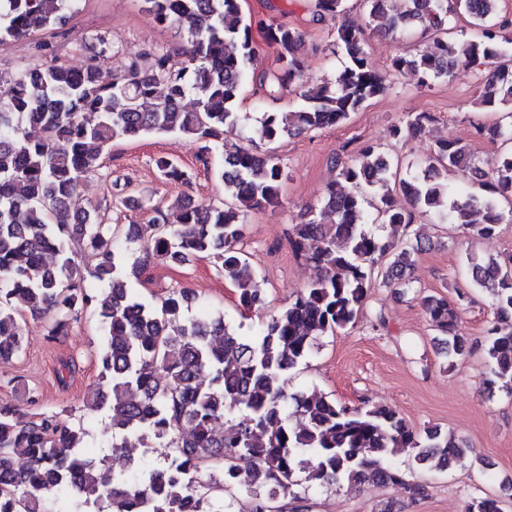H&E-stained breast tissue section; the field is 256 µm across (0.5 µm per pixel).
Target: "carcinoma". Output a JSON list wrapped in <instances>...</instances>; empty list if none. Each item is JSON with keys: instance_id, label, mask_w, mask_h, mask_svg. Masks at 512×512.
<instances>
[{"instance_id": "carcinoma-1", "label": "carcinoma", "mask_w": 512, "mask_h": 512, "mask_svg": "<svg viewBox=\"0 0 512 512\" xmlns=\"http://www.w3.org/2000/svg\"><path fill=\"white\" fill-rule=\"evenodd\" d=\"M72 0H0V45L66 21ZM159 24L187 30L188 59L178 63L164 52L143 70L129 60L112 80L100 76L99 60L114 54L104 35L88 36V64L73 71L58 61L49 44L38 48L42 64L16 73L0 71V360L24 350L25 315L50 318L48 335L68 331L79 310L98 313L103 345L100 372L83 404L105 411L128 448H163L160 467L142 463L100 482L95 462L85 456L88 431L58 413H28L0 400V512H235L236 493L249 499L248 512H276L281 497L296 502L316 485L340 481L400 485L413 500L424 487L386 466L401 448H415V461L428 471L448 470L466 444L438 431L420 434L388 406L352 408L317 390L288 394V372L310 353L319 336L353 325L377 279L400 294L412 289L413 244L409 227L416 214L437 215L481 237L512 221V32L495 20L497 0H363L370 22L381 31L419 27L433 48L397 56L392 69L418 77L423 86L450 75L464 56L493 69L478 82L475 104L500 113L476 134L500 141L501 150L482 160L462 139L442 136L424 165L401 166L381 146L365 145L342 163L318 207L292 226L293 252L321 271L288 305L249 336L229 331L224 319L195 318L185 288L169 292L156 306L138 301L130 279L154 260L182 266L196 257L213 260L217 274L235 289L238 306L266 307L256 271L242 249L245 213L280 206L286 173L273 144L347 122L388 85L371 66L361 31L343 20L346 0H315L312 21H338L333 53L343 65L335 84L301 94L298 108L283 116L265 112L252 145L228 142L239 122L237 102L244 83L273 81L279 88L298 81V52L305 33L282 23L247 19L240 0H142ZM477 28L457 33L461 17ZM277 49L278 73L256 74L254 27ZM196 94V107L183 101ZM434 117L409 113L389 128L402 140L431 130ZM178 134L224 183L225 201L200 208L180 200L172 217L161 215L154 234L141 241L139 229H123L128 243H142L143 257L128 264L104 217L71 210L81 181L98 171L115 140ZM159 177L186 182L173 160L154 159ZM456 169L485 192L448 184ZM408 206L395 204L390 183ZM389 229L383 240L367 228ZM474 286L488 293L493 319L484 344L488 395H512V255L504 260L468 257ZM440 294L421 297V307L441 336L446 355L464 359L475 341L461 329L462 301ZM299 422H290L291 412ZM236 423L222 432L216 422ZM309 457L297 478L302 456ZM25 460L19 467L16 460ZM217 468L221 479H203ZM467 512H500L492 497L474 498Z\"/></svg>"}]
</instances>
